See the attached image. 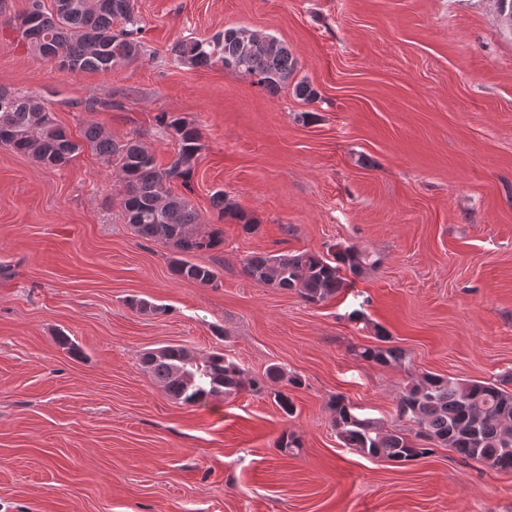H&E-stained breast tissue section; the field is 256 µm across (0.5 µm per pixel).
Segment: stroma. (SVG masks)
Instances as JSON below:
<instances>
[{"instance_id":"stroma-1","label":"stroma","mask_w":512,"mask_h":512,"mask_svg":"<svg viewBox=\"0 0 512 512\" xmlns=\"http://www.w3.org/2000/svg\"><path fill=\"white\" fill-rule=\"evenodd\" d=\"M134 3L142 56L71 74L9 26L29 0H0V88L40 97L73 137L95 121L162 164L173 146L154 115L195 120L203 148L175 192L212 224L224 191L258 227L225 225L218 287L187 282L125 223L116 166L87 148L47 169L0 146V512H512V472L445 448L363 457L331 406L341 394L391 426L408 373H512V28L495 0ZM230 27L278 38L316 99L170 53ZM332 246L375 264L318 306L242 271L252 253ZM379 326L409 368L356 357ZM167 345L302 384L182 405L142 363ZM283 389L294 417L272 398ZM286 430L298 454L276 448Z\"/></svg>"}]
</instances>
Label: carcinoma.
Instances as JSON below:
<instances>
[{"label":"carcinoma","instance_id":"1","mask_svg":"<svg viewBox=\"0 0 512 512\" xmlns=\"http://www.w3.org/2000/svg\"><path fill=\"white\" fill-rule=\"evenodd\" d=\"M15 19L29 26L33 40L28 45L34 53L55 62L61 71L108 73L137 60L143 51L134 0H52L50 8L43 0H30ZM119 20L125 27L117 31L114 24ZM171 54L193 68L220 62L272 93L287 85L296 69L295 59L277 38L243 28H227L209 40H183L171 47ZM154 120L174 144L173 156L164 168L138 140L115 141L98 122L86 124L82 140H75L36 95L15 94L0 100V146L50 169L62 168L84 147L92 148L121 172L124 217L137 237L169 248L170 268L177 277L215 286L219 258L214 253L224 245V229L214 224L198 229L197 211L185 196L171 189L175 180L185 186L190 182L202 150L200 129L192 120L165 112ZM211 205L218 222L237 224L245 233L256 229L252 217L229 203L224 192H214ZM202 254L211 255V263L197 261ZM373 265L372 257L355 246L325 253H254L243 259V271L254 281L295 290L313 305L327 302L345 287L342 269L357 275ZM375 339L377 344L360 348L357 356L377 364L405 366L407 383L397 400L396 416L411 428L405 433L381 420L361 417L338 394L333 399L335 427L345 447L398 464L447 448L464 463L474 461L494 471L512 472V389L505 388V382L415 375L406 366L405 351L391 344L384 328L376 327ZM142 362L168 396L182 405L201 406L219 395L264 389L262 381L244 379L239 365L218 351L199 362L184 347L168 345L145 353ZM265 379L301 385L300 377L286 376L278 365L266 370Z\"/></svg>","mask_w":512,"mask_h":512}]
</instances>
